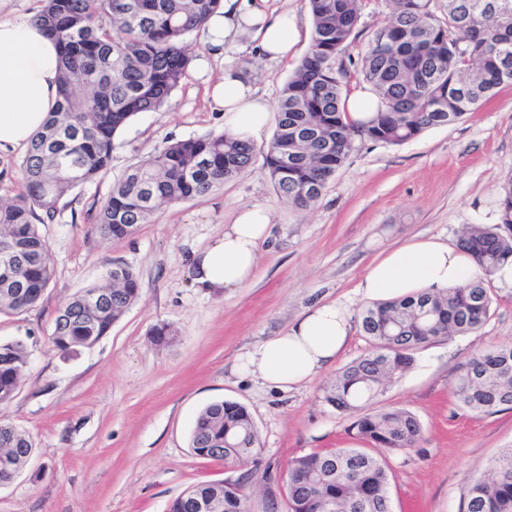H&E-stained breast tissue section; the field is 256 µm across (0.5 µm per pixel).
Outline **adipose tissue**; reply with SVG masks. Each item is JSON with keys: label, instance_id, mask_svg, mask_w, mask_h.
Segmentation results:
<instances>
[{"label": "adipose tissue", "instance_id": "adipose-tissue-1", "mask_svg": "<svg viewBox=\"0 0 512 512\" xmlns=\"http://www.w3.org/2000/svg\"><path fill=\"white\" fill-rule=\"evenodd\" d=\"M207 31L215 53L227 52L238 37L245 36L258 55L277 62L291 60L302 37L297 14L269 8L267 0H224L222 9L209 19ZM60 53L58 43L32 20L0 18V151L27 149L55 111ZM210 97L224 114L225 133L238 140L260 141L279 124L280 114L271 100L235 61H225L224 74L212 85ZM271 220L268 207L238 208L223 235L194 253L195 284L219 293L250 284ZM477 273L474 261L460 248L431 237L417 238L374 260L358 288L365 298L387 300L461 286ZM350 331L345 304L317 303L288 331L249 351L238 370L276 389H291L332 366Z\"/></svg>", "mask_w": 512, "mask_h": 512}]
</instances>
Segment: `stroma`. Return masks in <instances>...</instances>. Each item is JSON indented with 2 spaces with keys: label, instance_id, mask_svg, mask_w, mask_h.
<instances>
[{
  "label": "stroma",
  "instance_id": "1",
  "mask_svg": "<svg viewBox=\"0 0 512 512\" xmlns=\"http://www.w3.org/2000/svg\"><path fill=\"white\" fill-rule=\"evenodd\" d=\"M363 5L347 50L354 58L390 14L386 0ZM230 54L273 101L296 67L258 57L244 40ZM223 70L220 56L210 57L207 72L189 69L160 109L138 113L120 130L107 172L77 187L75 202L41 225L55 276L37 305L0 315V340L24 339L29 351L27 375L16 397L0 405V420L26 430L34 444L24 471L0 487V512H166L189 486L236 479V471L189 444L199 412L219 400L244 404L258 426L263 452L248 490L250 512H265L273 495L278 512H288L277 478L290 460L351 441V417L323 394L369 342L352 328L333 368L286 392L240 377L239 358L316 303L342 301L359 317L370 301L357 286L383 252L418 237L453 244L464 225L494 222L498 186L512 175V86L455 125L399 146H358L310 209L277 196L258 155L223 190L161 207L123 242L102 239L95 214L129 166L167 142L223 131L206 92ZM253 204L272 212L254 281L219 294L197 287L192 252L221 236L239 207ZM113 263L138 275L141 297L108 336L60 357L49 343L59 307ZM492 297L481 329L421 348L413 369L381 400L422 424L416 448L386 457L394 512H460L467 485L512 448V410L476 415L454 394L461 364L512 343V288L493 286ZM163 325L175 332L167 343L154 337Z\"/></svg>",
  "mask_w": 512,
  "mask_h": 512
}]
</instances>
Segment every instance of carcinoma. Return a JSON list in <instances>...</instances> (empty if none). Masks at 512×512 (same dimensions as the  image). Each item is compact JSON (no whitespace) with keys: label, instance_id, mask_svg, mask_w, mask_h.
Segmentation results:
<instances>
[{"label":"carcinoma","instance_id":"cac0c4a2","mask_svg":"<svg viewBox=\"0 0 512 512\" xmlns=\"http://www.w3.org/2000/svg\"><path fill=\"white\" fill-rule=\"evenodd\" d=\"M390 19L360 55L363 80L378 96L375 116L346 119L339 62L361 18V0H308L313 35L277 101L279 126L263 148L275 191L289 205L308 209L357 144L401 145L422 132L458 123L512 84V8L493 0H388ZM222 0H44L34 16L62 49L60 100L53 117L22 161L26 193L0 200V246L14 245L12 276L0 279V313H18L43 296L55 275L49 245L38 225L54 219L64 198L106 170L115 135L140 112L162 107L192 63L188 38L205 29ZM256 147L220 133L169 142L130 166L112 184L95 220L102 239L118 243L150 222L164 204L210 195L253 163ZM288 157V165L282 164ZM459 246L482 275L466 286L420 292L375 303L360 314L370 349L342 368L324 390L338 412L353 414L355 438L390 452L412 450L422 433L406 409L362 412L361 402L384 396L415 364L425 344L478 331L492 305L490 275L512 257V178L501 186L496 225L469 224ZM133 270L114 264L59 310L50 335L64 356L91 347L140 296ZM29 367L21 340L0 341V403L19 391ZM455 396L475 414L512 409V343L494 346L461 365ZM199 456L221 460L243 474L232 482H202L171 501L168 512H193L191 500L222 501V512H250L245 487L261 452L249 409L231 400L205 407L190 434ZM34 451L30 436L0 421V486L12 483L1 459L19 475ZM290 512H393L383 459L353 442L311 452L288 464ZM460 512H512V449L491 475L466 488Z\"/></svg>","mask_w":512,"mask_h":512}]
</instances>
